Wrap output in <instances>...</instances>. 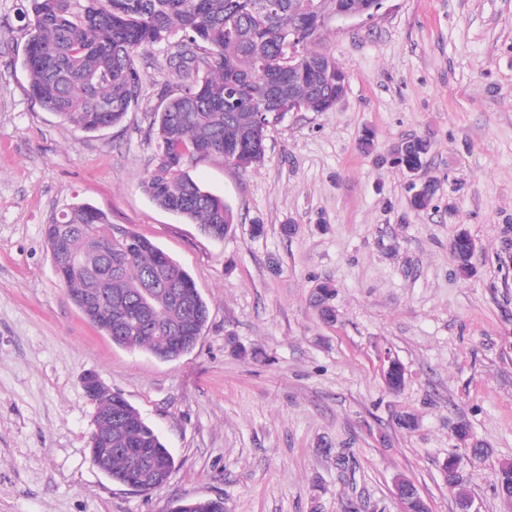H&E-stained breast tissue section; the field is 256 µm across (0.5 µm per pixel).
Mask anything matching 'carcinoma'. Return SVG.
Masks as SVG:
<instances>
[{"instance_id": "carcinoma-1", "label": "carcinoma", "mask_w": 512, "mask_h": 512, "mask_svg": "<svg viewBox=\"0 0 512 512\" xmlns=\"http://www.w3.org/2000/svg\"><path fill=\"white\" fill-rule=\"evenodd\" d=\"M24 15L29 39L23 67L36 101L82 132L120 123L137 101L143 75L134 65L142 50L181 33L176 70L182 83L156 113L159 152L142 182L160 208L198 224L215 240L226 237L235 216L220 196L200 187L183 169L187 160L220 155L246 170L264 159L270 113L298 103L308 112H327L344 91V72L330 57L313 52L314 41L337 0H30ZM294 42L292 64L283 61ZM431 149L428 139L402 144L397 162L415 170ZM135 239L127 252L108 216L77 205L45 225L53 264L70 255L96 253L112 267L63 269L61 281L85 319L117 346L141 348L162 360L192 351L208 317L207 303L192 277L149 239ZM469 235L452 244L459 270L470 272ZM150 290L152 307L141 304ZM336 290L321 284L315 302L333 322L329 304ZM93 431L106 439L112 455L102 472L112 481L133 480L145 488L163 484L155 471L160 459L172 474L174 458L156 431L131 405L119 410L104 391ZM209 500L176 501L170 512H220Z\"/></svg>"}]
</instances>
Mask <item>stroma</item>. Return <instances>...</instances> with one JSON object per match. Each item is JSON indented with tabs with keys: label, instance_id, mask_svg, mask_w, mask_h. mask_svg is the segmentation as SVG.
Listing matches in <instances>:
<instances>
[{
	"label": "stroma",
	"instance_id": "1",
	"mask_svg": "<svg viewBox=\"0 0 512 512\" xmlns=\"http://www.w3.org/2000/svg\"><path fill=\"white\" fill-rule=\"evenodd\" d=\"M28 7L0 0V512H168L215 496L225 512H402L401 476L431 512H458L442 466L461 423L489 450L461 458L475 512H512L493 490L512 462V0H386L373 19L331 22L311 48L347 76L335 109L287 113L248 170L218 155L186 163L233 210L220 241L141 186L154 114L177 91L165 45L136 57L144 79L126 118L84 133L30 92ZM410 137L431 142L425 210L393 162ZM73 204L190 274L209 307L191 352L117 346L81 314L44 237ZM462 231L467 275L451 248ZM323 283L332 323L313 304ZM392 359L405 370L395 390ZM88 371L169 448L162 488L91 464Z\"/></svg>",
	"mask_w": 512,
	"mask_h": 512
}]
</instances>
